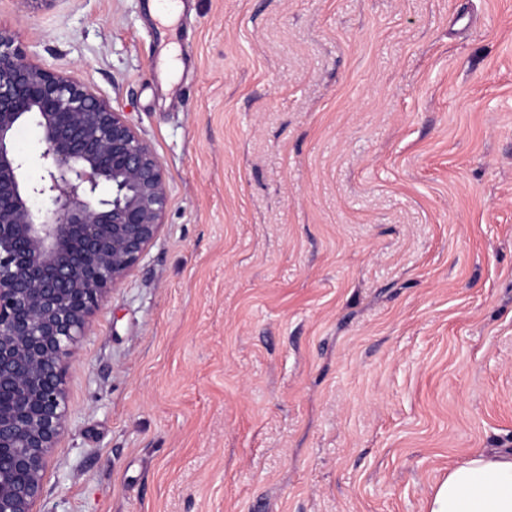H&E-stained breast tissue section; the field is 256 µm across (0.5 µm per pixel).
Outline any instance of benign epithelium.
<instances>
[{"instance_id":"benign-epithelium-1","label":"benign epithelium","mask_w":512,"mask_h":512,"mask_svg":"<svg viewBox=\"0 0 512 512\" xmlns=\"http://www.w3.org/2000/svg\"><path fill=\"white\" fill-rule=\"evenodd\" d=\"M27 122L41 135L35 183L14 146ZM168 200L161 161L125 113L0 26V512H34L69 423L67 359L158 237Z\"/></svg>"}]
</instances>
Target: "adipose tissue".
I'll return each mask as SVG.
<instances>
[{
	"label": "adipose tissue",
	"instance_id": "1",
	"mask_svg": "<svg viewBox=\"0 0 512 512\" xmlns=\"http://www.w3.org/2000/svg\"><path fill=\"white\" fill-rule=\"evenodd\" d=\"M428 512H512V449L469 451L437 482Z\"/></svg>",
	"mask_w": 512,
	"mask_h": 512
}]
</instances>
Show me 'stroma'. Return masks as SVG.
Instances as JSON below:
<instances>
[{"label":"stroma","instance_id":"obj_1","mask_svg":"<svg viewBox=\"0 0 512 512\" xmlns=\"http://www.w3.org/2000/svg\"><path fill=\"white\" fill-rule=\"evenodd\" d=\"M0 0L170 196L36 512H425L512 448V0Z\"/></svg>","mask_w":512,"mask_h":512}]
</instances>
